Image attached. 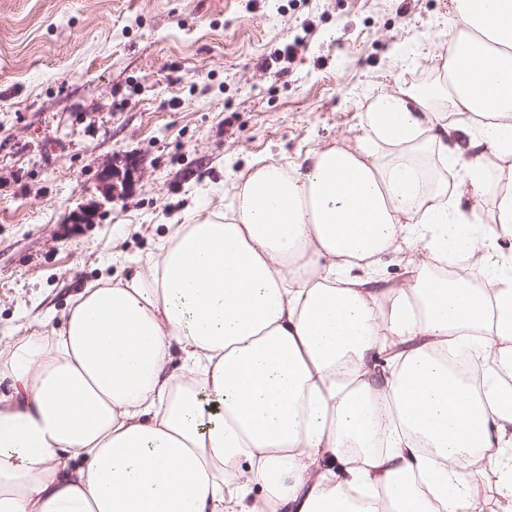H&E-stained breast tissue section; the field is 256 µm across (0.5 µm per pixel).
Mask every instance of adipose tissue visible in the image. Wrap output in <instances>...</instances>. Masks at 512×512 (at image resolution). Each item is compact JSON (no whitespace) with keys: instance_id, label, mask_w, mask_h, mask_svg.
Returning a JSON list of instances; mask_svg holds the SVG:
<instances>
[{"instance_id":"1","label":"adipose tissue","mask_w":512,"mask_h":512,"mask_svg":"<svg viewBox=\"0 0 512 512\" xmlns=\"http://www.w3.org/2000/svg\"><path fill=\"white\" fill-rule=\"evenodd\" d=\"M456 9L444 87L376 94L356 147L259 166L232 214L171 225L145 273L0 349V512H469L475 457L512 500V260L415 160L479 195L447 116L484 115L466 131L512 234V0ZM403 247L405 285L374 287ZM461 255L468 279L431 266ZM463 347L481 392L443 362Z\"/></svg>"}]
</instances>
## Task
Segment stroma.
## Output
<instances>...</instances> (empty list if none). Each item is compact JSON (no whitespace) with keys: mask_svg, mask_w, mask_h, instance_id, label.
<instances>
[{"mask_svg":"<svg viewBox=\"0 0 512 512\" xmlns=\"http://www.w3.org/2000/svg\"><path fill=\"white\" fill-rule=\"evenodd\" d=\"M455 0H0V346L146 271L255 167L441 83ZM94 222L78 223L80 212Z\"/></svg>","mask_w":512,"mask_h":512,"instance_id":"stroma-1","label":"stroma"}]
</instances>
